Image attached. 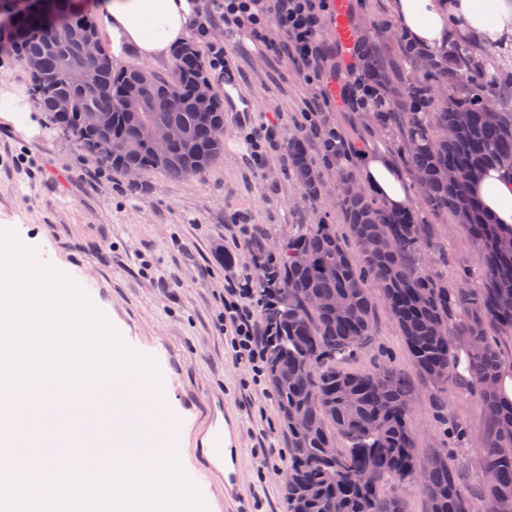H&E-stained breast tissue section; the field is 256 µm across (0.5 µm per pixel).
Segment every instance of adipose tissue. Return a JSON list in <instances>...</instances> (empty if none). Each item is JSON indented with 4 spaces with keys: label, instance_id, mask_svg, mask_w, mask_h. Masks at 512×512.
<instances>
[{
    "label": "adipose tissue",
    "instance_id": "adipose-tissue-1",
    "mask_svg": "<svg viewBox=\"0 0 512 512\" xmlns=\"http://www.w3.org/2000/svg\"><path fill=\"white\" fill-rule=\"evenodd\" d=\"M95 12L117 60L132 50L147 61H165L199 30L194 0H97ZM394 13L406 37L428 50L441 48L453 34L483 45H512V0H394ZM0 117L27 134L38 131L36 107L20 86L0 84ZM358 174L388 210L404 209L405 181L388 156L362 153ZM472 194L493 223L512 225L511 172L488 169L473 182Z\"/></svg>",
    "mask_w": 512,
    "mask_h": 512
}]
</instances>
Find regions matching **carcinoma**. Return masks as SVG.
<instances>
[{
    "label": "carcinoma",
    "mask_w": 512,
    "mask_h": 512,
    "mask_svg": "<svg viewBox=\"0 0 512 512\" xmlns=\"http://www.w3.org/2000/svg\"><path fill=\"white\" fill-rule=\"evenodd\" d=\"M48 15L31 13L18 19L16 54L31 71L39 106L53 124L72 132L103 161L122 170H155L180 179L204 172L224 152V104L213 95L210 108L199 111L191 87L204 79V62L191 44L179 47L171 69L141 81L142 67L123 65L101 51V61L88 69L90 88H71L66 62H80L77 50L64 41L67 31L85 25L87 17L68 11L67 0H55ZM467 65L455 51L445 61H429L410 86L421 112L376 113L379 125L397 124L405 134L406 160L419 186L422 206L431 214H452L480 245L486 259V285L466 287L467 270L455 272L454 284L422 267L427 227L411 212L394 213L366 191L340 187V205L360 252L355 260L331 224H310L288 237L270 255L276 309L268 318L276 325L269 348L267 375L288 428V471L285 484L290 512H404L400 495H384L380 487L414 484L417 470L430 471L419 485L427 512H475L470 494L446 452L417 456L411 421V388L389 363L369 370L346 367L373 336L374 305L365 282L380 288L386 308L396 320L418 372L446 394L461 384L455 371L453 336L468 337L469 388L487 417L480 503H497L512 512V407L496 396V373L505 368L492 335H512V229L493 224L469 193L470 181L484 168L512 169V110L498 108L497 118L484 112L487 97L473 78L447 100L434 88L448 83V66ZM68 94L74 111L58 113L55 99ZM101 113L112 116L106 129L92 124ZM144 123L177 126L183 141L158 155L141 138ZM112 152H101L102 137ZM288 165L305 194L316 199L323 185L309 157V142L288 139ZM455 176L444 180L443 172ZM336 449L327 457L322 449Z\"/></svg>",
    "instance_id": "carcinoma-1"
}]
</instances>
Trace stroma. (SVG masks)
<instances>
[{
	"instance_id": "35a3bbf8",
	"label": "stroma",
	"mask_w": 512,
	"mask_h": 512,
	"mask_svg": "<svg viewBox=\"0 0 512 512\" xmlns=\"http://www.w3.org/2000/svg\"><path fill=\"white\" fill-rule=\"evenodd\" d=\"M393 0H356L359 58L378 65L398 91L415 74L413 59L392 10ZM220 45L232 58L241 88L255 111L224 115V153L202 175L171 180L155 171L136 178L137 191H126V174L107 170L94 176L98 158L74 138L42 117L40 133L30 136L0 118V226H15L30 238L38 256L64 275H80L82 291L105 313L124 342L157 358L169 409L192 438L209 418L224 415L234 430L243 464L240 491L251 512H288V497L277 473L288 464V432L269 380L253 385L247 364L236 362L214 327L224 297V256L237 266L249 262L250 247L235 246L239 222L258 225L260 244L322 222L345 233L339 206V177L357 181L355 155L381 151L399 161L394 133L379 127L366 112L332 101L328 117L352 153L322 169L320 197L305 196L281 151L270 152L262 169L249 163L246 133L265 123L277 124L281 139L303 125V103L317 88L291 59H276L246 36L223 37ZM449 50H465L476 66L471 74L483 83H501L512 74V49L478 46L456 38ZM447 258L449 270L466 267L469 287L485 282L486 263L474 241L454 220H437L423 250L431 264ZM178 272L180 288L158 287L155 278ZM389 362L410 379L414 390L413 426L419 456L447 449L459 465L461 481L471 494L483 484V435L487 421L475 396L464 388L448 394V415L467 425L469 443L450 441L447 422L431 408L434 390L416 371L399 328L384 305H376L370 345L349 369L364 370ZM266 469H258L259 459Z\"/></svg>"
}]
</instances>
